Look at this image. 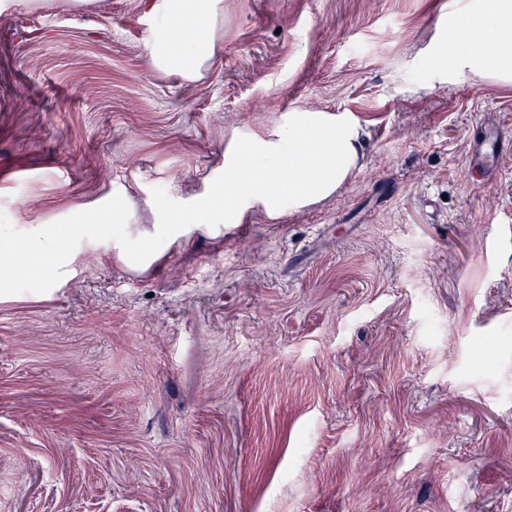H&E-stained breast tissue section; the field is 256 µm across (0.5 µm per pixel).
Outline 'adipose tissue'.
I'll return each mask as SVG.
<instances>
[{
  "mask_svg": "<svg viewBox=\"0 0 512 512\" xmlns=\"http://www.w3.org/2000/svg\"><path fill=\"white\" fill-rule=\"evenodd\" d=\"M222 0H149L147 51L153 65L174 68L194 78L215 55L211 40L189 39L192 29L216 28ZM496 27L498 39H483L487 27ZM436 61L451 69L460 67L512 82V0H485L482 8L458 18L439 49ZM361 132L345 112L295 110L283 113L268 132L236 135L224 151V163L211 176L207 193L187 206L162 212L160 221L147 229L126 225L113 236L112 248L128 266L148 264L158 247L188 237L192 228H232L247 214L260 211L269 218L300 210L334 194L356 167L361 153ZM146 240V251L131 249L132 240ZM23 248L30 274L50 284L57 267L72 257L57 234L36 229Z\"/></svg>",
  "mask_w": 512,
  "mask_h": 512,
  "instance_id": "obj_1",
  "label": "adipose tissue"
}]
</instances>
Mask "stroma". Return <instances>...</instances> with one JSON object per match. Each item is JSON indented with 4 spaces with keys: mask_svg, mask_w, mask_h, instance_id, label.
Listing matches in <instances>:
<instances>
[{
    "mask_svg": "<svg viewBox=\"0 0 512 512\" xmlns=\"http://www.w3.org/2000/svg\"><path fill=\"white\" fill-rule=\"evenodd\" d=\"M478 0H224L211 66H152L141 0L0 5V512H512V84L431 66ZM345 111L331 197L127 266L77 212L156 223L235 133ZM508 149L509 143L502 136L499 125L489 120L482 121L477 127L471 161L476 167H494ZM23 248L31 262L29 276L36 277L43 285H49L54 280L56 269L65 265L73 255L72 250L47 227L33 231ZM46 257L52 258L54 262L44 266L43 260Z\"/></svg>",
    "mask_w": 512,
    "mask_h": 512,
    "instance_id": "stroma-1",
    "label": "stroma"
}]
</instances>
